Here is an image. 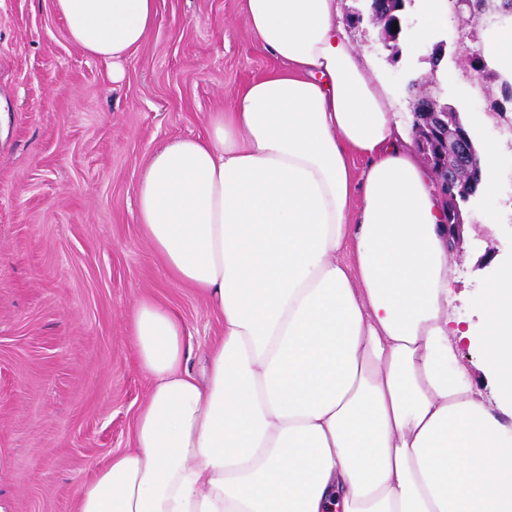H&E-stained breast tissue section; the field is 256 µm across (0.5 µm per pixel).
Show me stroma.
<instances>
[{
    "label": "stroma",
    "instance_id": "stroma-1",
    "mask_svg": "<svg viewBox=\"0 0 512 512\" xmlns=\"http://www.w3.org/2000/svg\"><path fill=\"white\" fill-rule=\"evenodd\" d=\"M156 5L116 81L70 43L53 0H0V498L10 512H74L95 469L131 447L149 392L129 332L139 298L175 309L199 346L223 333L144 237L136 186L161 143L205 135L208 112L276 63L249 31L244 0ZM346 35L411 121L404 72L427 63L408 52L390 64L371 27ZM444 89L475 144L501 148L497 193L468 205L450 260V312L476 337L486 288L512 265V141L467 82Z\"/></svg>",
    "mask_w": 512,
    "mask_h": 512
}]
</instances>
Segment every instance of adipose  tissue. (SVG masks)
Returning <instances> with one entry per match:
<instances>
[{
	"label": "adipose tissue",
	"instance_id": "adipose-tissue-1",
	"mask_svg": "<svg viewBox=\"0 0 512 512\" xmlns=\"http://www.w3.org/2000/svg\"><path fill=\"white\" fill-rule=\"evenodd\" d=\"M53 8L115 65L156 19V0ZM244 9L277 69L136 187L144 235L224 336L194 373L182 317L136 302L149 398L76 512H512V266L475 339L492 405L454 364L471 337L448 317V211L337 0Z\"/></svg>",
	"mask_w": 512,
	"mask_h": 512
}]
</instances>
